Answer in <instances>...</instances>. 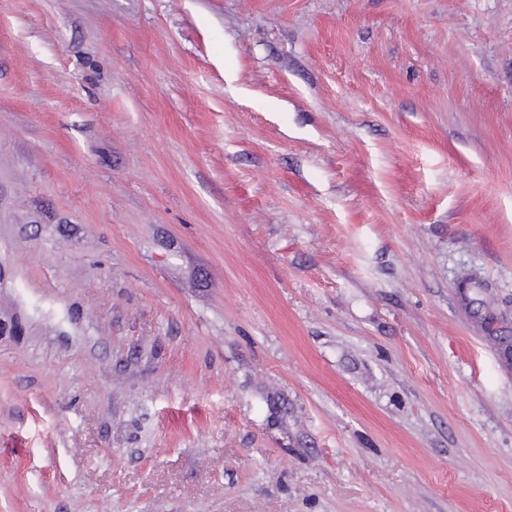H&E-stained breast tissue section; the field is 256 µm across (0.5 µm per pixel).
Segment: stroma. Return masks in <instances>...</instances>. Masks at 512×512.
Returning a JSON list of instances; mask_svg holds the SVG:
<instances>
[{"label":"stroma","mask_w":512,"mask_h":512,"mask_svg":"<svg viewBox=\"0 0 512 512\" xmlns=\"http://www.w3.org/2000/svg\"><path fill=\"white\" fill-rule=\"evenodd\" d=\"M512 0H0V512H512Z\"/></svg>","instance_id":"35a3bbf8"}]
</instances>
